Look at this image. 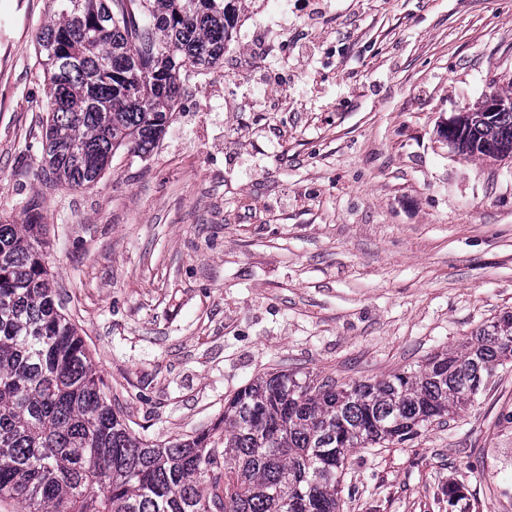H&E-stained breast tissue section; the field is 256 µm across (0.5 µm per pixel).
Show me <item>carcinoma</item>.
<instances>
[{
	"mask_svg": "<svg viewBox=\"0 0 512 512\" xmlns=\"http://www.w3.org/2000/svg\"><path fill=\"white\" fill-rule=\"evenodd\" d=\"M37 53L48 80L46 170L75 189L112 157H145L178 111L180 72L209 69L233 40L242 0H58ZM466 157L512 150V107L455 117ZM39 204L0 222V502L17 512H339L358 448L403 444L452 419L512 363V314L458 350L374 381L256 376L210 429L151 443L112 408L83 338L60 311Z\"/></svg>",
	"mask_w": 512,
	"mask_h": 512,
	"instance_id": "1",
	"label": "carcinoma"
}]
</instances>
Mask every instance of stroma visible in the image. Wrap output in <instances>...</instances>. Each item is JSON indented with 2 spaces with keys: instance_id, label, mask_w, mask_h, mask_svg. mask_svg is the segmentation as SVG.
<instances>
[{
  "instance_id": "35a3bbf8",
  "label": "stroma",
  "mask_w": 512,
  "mask_h": 512,
  "mask_svg": "<svg viewBox=\"0 0 512 512\" xmlns=\"http://www.w3.org/2000/svg\"><path fill=\"white\" fill-rule=\"evenodd\" d=\"M57 10L0 0V220L38 202L57 298L143 438L210 428L258 373L372 382L512 313V162L438 133L512 86V0H245L159 147L78 190L43 170ZM341 499L512 512V367L454 420L353 453Z\"/></svg>"
}]
</instances>
